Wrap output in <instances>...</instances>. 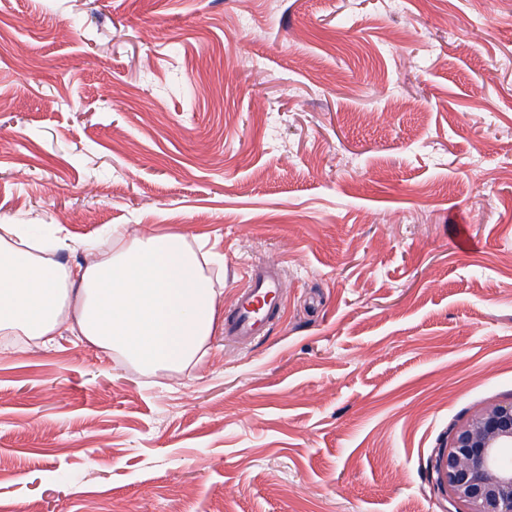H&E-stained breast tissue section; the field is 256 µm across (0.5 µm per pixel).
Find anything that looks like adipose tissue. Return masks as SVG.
Listing matches in <instances>:
<instances>
[{
  "instance_id": "1",
  "label": "adipose tissue",
  "mask_w": 512,
  "mask_h": 512,
  "mask_svg": "<svg viewBox=\"0 0 512 512\" xmlns=\"http://www.w3.org/2000/svg\"><path fill=\"white\" fill-rule=\"evenodd\" d=\"M26 243L23 225L0 221L1 335L47 344L67 333L152 374L183 372L204 356L221 291L185 236L116 226L73 266Z\"/></svg>"
}]
</instances>
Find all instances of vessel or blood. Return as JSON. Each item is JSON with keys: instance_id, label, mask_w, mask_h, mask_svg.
Instances as JSON below:
<instances>
[{"instance_id": "1", "label": "vessel or blood", "mask_w": 512, "mask_h": 512, "mask_svg": "<svg viewBox=\"0 0 512 512\" xmlns=\"http://www.w3.org/2000/svg\"><path fill=\"white\" fill-rule=\"evenodd\" d=\"M284 282L279 267L264 261L251 266L224 318L226 337L250 343L263 337L284 311Z\"/></svg>"}]
</instances>
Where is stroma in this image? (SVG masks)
Listing matches in <instances>:
<instances>
[{"label":"stroma","mask_w":512,"mask_h":512,"mask_svg":"<svg viewBox=\"0 0 512 512\" xmlns=\"http://www.w3.org/2000/svg\"><path fill=\"white\" fill-rule=\"evenodd\" d=\"M0 216L286 284L176 374L0 343V512H448L512 400V0H0ZM283 288L277 265L269 261L252 265L237 290L233 307L224 317L225 336L243 343L263 337L271 323L282 317ZM434 455L431 478L455 512H512V400L455 424Z\"/></svg>","instance_id":"1"}]
</instances>
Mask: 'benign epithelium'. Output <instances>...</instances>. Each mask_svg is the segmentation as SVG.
I'll use <instances>...</instances> for the list:
<instances>
[{
    "label": "benign epithelium",
    "instance_id": "7a95c632",
    "mask_svg": "<svg viewBox=\"0 0 512 512\" xmlns=\"http://www.w3.org/2000/svg\"><path fill=\"white\" fill-rule=\"evenodd\" d=\"M512 401L454 425L434 451L431 478L455 512H512Z\"/></svg>",
    "mask_w": 512,
    "mask_h": 512
}]
</instances>
